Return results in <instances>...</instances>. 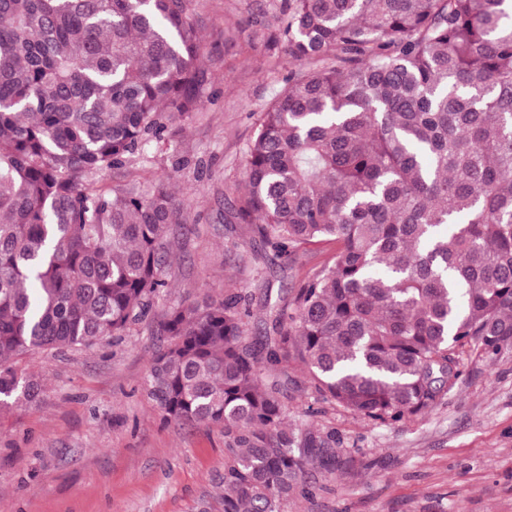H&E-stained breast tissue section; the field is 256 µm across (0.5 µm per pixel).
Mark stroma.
<instances>
[{
	"mask_svg": "<svg viewBox=\"0 0 512 512\" xmlns=\"http://www.w3.org/2000/svg\"><path fill=\"white\" fill-rule=\"evenodd\" d=\"M279 0H188L200 28L207 83L197 112L148 143L100 182L150 191L166 175L191 224L171 245L169 282L157 306L223 298L226 286L252 299V336L265 305L329 258L299 252L291 268L270 266L248 225L225 209L243 181L241 161L259 112L281 91L290 64L267 46ZM145 320L92 349L23 357L42 391L0 415V512H222L224 428L166 424L145 391L162 337ZM461 377L428 415L379 426L321 400L302 366L292 371L291 412L313 408L312 426L335 429L360 466L325 478L316 498L284 512H512V352L495 366L461 360Z\"/></svg>",
	"mask_w": 512,
	"mask_h": 512,
	"instance_id": "obj_1",
	"label": "stroma"
}]
</instances>
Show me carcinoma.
Instances as JSON below:
<instances>
[{"mask_svg":"<svg viewBox=\"0 0 512 512\" xmlns=\"http://www.w3.org/2000/svg\"><path fill=\"white\" fill-rule=\"evenodd\" d=\"M292 68L262 110L224 219L283 269L336 244L269 304H174L146 393L168 423L224 426L223 512H282L354 466L291 422L289 370L375 425L427 415L468 350H512V0H280ZM187 0H0V411L35 401L17 360L92 348L154 312L187 216L93 176L196 111L206 71Z\"/></svg>","mask_w":512,"mask_h":512,"instance_id":"1","label":"carcinoma"}]
</instances>
